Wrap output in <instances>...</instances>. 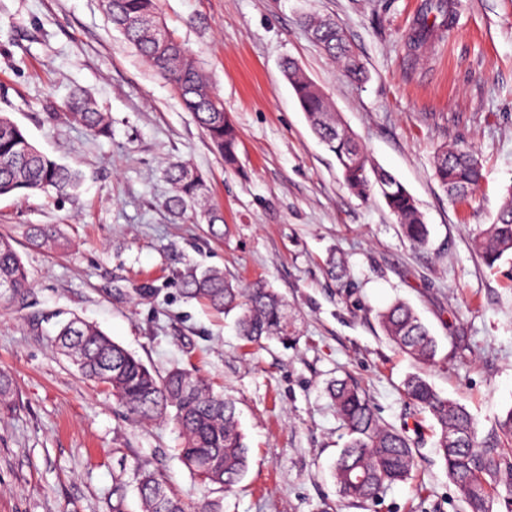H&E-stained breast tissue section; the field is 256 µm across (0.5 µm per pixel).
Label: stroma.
I'll return each mask as SVG.
<instances>
[{"mask_svg":"<svg viewBox=\"0 0 512 512\" xmlns=\"http://www.w3.org/2000/svg\"><path fill=\"white\" fill-rule=\"evenodd\" d=\"M424 0H160L192 49L238 136L228 168L161 79L108 22L100 0H0V112L58 162L82 171L74 195L0 198V234L28 271L23 298L0 305V371L13 384L0 407V512H112L123 483L139 512L135 462L160 473L186 508L221 512H466L434 448V421L408 400L421 373L464 406L481 432L512 410V255L485 264L475 240L512 186V0H455L444 38L416 47ZM342 28L367 77L342 74L303 25ZM293 59L360 140L371 167L395 176L430 229L428 247L403 235L380 193L353 194L334 154L311 131L281 65ZM87 90L111 137L54 122L70 91ZM475 148L484 179L452 201L434 176L443 147ZM202 172L224 212V234L176 220L162 169ZM55 226L63 248L30 244ZM190 266L222 268L238 287L268 283L295 330L249 344L234 315L183 296ZM401 300L437 338L419 366L384 336L379 314ZM80 317L159 373L195 369L234 400L249 467L232 490L178 460L168 419H128L54 345ZM350 379L419 457L411 480L376 501L342 499L330 474L345 437L326 387Z\"/></svg>","mask_w":512,"mask_h":512,"instance_id":"1","label":"stroma"}]
</instances>
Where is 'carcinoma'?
Returning <instances> with one entry per match:
<instances>
[{
  "label": "carcinoma",
  "mask_w": 512,
  "mask_h": 512,
  "mask_svg": "<svg viewBox=\"0 0 512 512\" xmlns=\"http://www.w3.org/2000/svg\"><path fill=\"white\" fill-rule=\"evenodd\" d=\"M101 5L113 28L174 88L185 110L194 115L213 147L224 156V165H235L237 131L224 117L223 101L196 57L167 31L158 0H101ZM454 9L453 0H425L411 40L422 43L443 34L453 24ZM303 24L314 41L341 62L346 76L364 78V67L342 29L308 16ZM284 73L313 132L336 155L347 187L361 197L378 187L404 236L417 246L426 244L428 225L408 190L386 171L380 170L370 179L363 148L331 111L328 98L301 75L294 62L285 63ZM48 118L82 126L98 137L112 134L109 113L82 89L74 90L62 111L51 112ZM434 172L453 201L468 197L483 179L482 163L466 144L438 150ZM164 173L172 187L167 208L173 217L179 219L190 210L212 226L224 223L200 173L181 160L169 161ZM83 182L82 172L47 155L7 114L0 113V197L38 192L68 196ZM31 238L51 249L61 246L55 230L48 226L34 227ZM477 249L489 265L512 252V190L493 223L480 232ZM29 286L28 272L11 239L0 235V301L23 296ZM180 286L183 294L214 309L226 314L238 311L239 335L249 343L289 333L286 304L266 283L236 288L224 280V272L218 268L189 267L180 275ZM380 323L385 336L402 353L422 364L434 362L435 338L410 306L393 303L381 312ZM55 343L83 378L109 390L129 417L140 422L171 418L183 436L177 457L201 482L229 490L243 479L249 448L235 403L214 391L207 380L184 368L161 375L79 318L62 326ZM404 392L434 419L439 430L434 447L469 512H493L497 478L504 471L512 472V410L498 420L494 436L483 437L476 419L421 375L408 376ZM328 394L348 436L333 467L340 495L364 503L377 498L385 487L409 479L418 459L406 432L383 424L355 383L334 380ZM137 486L142 512H185L182 500L157 473L137 468Z\"/></svg>",
  "instance_id": "1"
}]
</instances>
